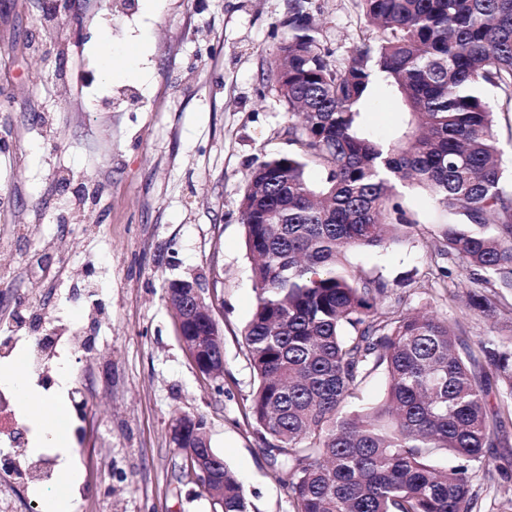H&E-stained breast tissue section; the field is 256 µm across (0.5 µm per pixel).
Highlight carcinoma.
<instances>
[{"label":"carcinoma","instance_id":"cac0c4a2","mask_svg":"<svg viewBox=\"0 0 512 512\" xmlns=\"http://www.w3.org/2000/svg\"><path fill=\"white\" fill-rule=\"evenodd\" d=\"M378 41L338 67L318 43L309 0H289L288 35L269 66L294 153L260 162L241 200L257 304L245 328L256 378L249 416L288 486L293 512H477L486 449L512 432V333L470 345L460 322L393 309L392 288L353 271L349 248L408 237L417 222L396 188L428 192L450 216L425 277L448 287V260L469 282L462 314L512 324V179L499 164L494 112L481 88L512 98V0H359ZM383 79L408 114L383 144L361 106ZM314 164L327 171L319 185ZM384 368L386 400L347 413ZM458 464L441 468L440 456ZM215 512H248L217 459Z\"/></svg>","mask_w":512,"mask_h":512}]
</instances>
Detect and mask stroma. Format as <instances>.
Returning <instances> with one entry per match:
<instances>
[{
  "label": "stroma",
  "instance_id": "35a3bbf8",
  "mask_svg": "<svg viewBox=\"0 0 512 512\" xmlns=\"http://www.w3.org/2000/svg\"><path fill=\"white\" fill-rule=\"evenodd\" d=\"M45 0H0V334L9 352L30 349L16 311L42 316L48 378L39 395L62 398L70 456L31 443L23 408L0 455L22 465L42 455L76 475L71 512H213L208 494L181 473L172 419L204 418L211 446L241 481L250 512H292L245 412L255 382L244 329L257 291L240 203L255 165L294 152L293 118L266 79L287 33L288 0H75L59 24H39ZM309 13L333 64L376 41L359 0H310ZM108 28L116 64L107 81L98 50ZM48 52H32L33 43ZM66 78H58L59 70ZM405 113L376 82L361 124L389 141ZM418 226L386 249L351 250L353 269L394 280L425 272L424 243L440 232L430 196L404 188ZM173 279L198 280L218 322L224 372L202 375L177 336L166 297ZM461 318L469 342L498 326L460 316L437 286L396 288L378 305ZM89 336L84 351L62 335ZM67 371V384L57 380ZM495 469L482 512H500L512 490V446L488 449ZM55 480L25 485L0 473V512H44Z\"/></svg>",
  "mask_w": 512,
  "mask_h": 512
}]
</instances>
